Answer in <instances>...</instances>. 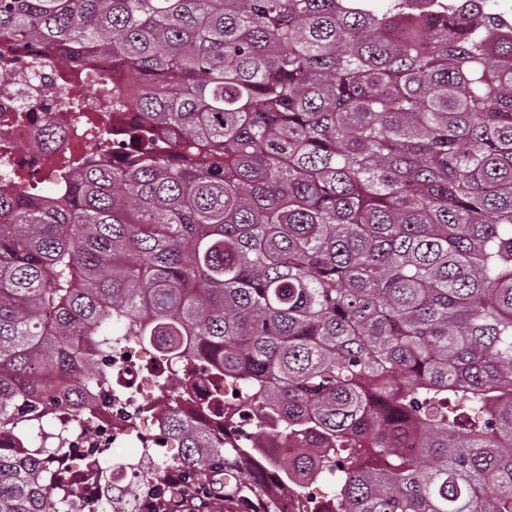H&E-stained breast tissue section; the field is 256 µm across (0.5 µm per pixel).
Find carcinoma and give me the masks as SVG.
<instances>
[{
	"mask_svg": "<svg viewBox=\"0 0 512 512\" xmlns=\"http://www.w3.org/2000/svg\"><path fill=\"white\" fill-rule=\"evenodd\" d=\"M0 56L135 76L112 163L0 194V512H140L55 473L46 377L112 390V339L208 364L228 409L311 438L227 448L179 406L155 512L330 485L327 512H512V16L495 0H0ZM93 342L81 354L76 338ZM388 404L384 417L370 406ZM263 437L256 443L251 442L250 448H259L257 451L265 458L280 459L288 456V459L299 453L302 443L288 439L281 431L278 421L267 418L262 421Z\"/></svg>",
	"mask_w": 512,
	"mask_h": 512,
	"instance_id": "obj_1",
	"label": "carcinoma"
}]
</instances>
